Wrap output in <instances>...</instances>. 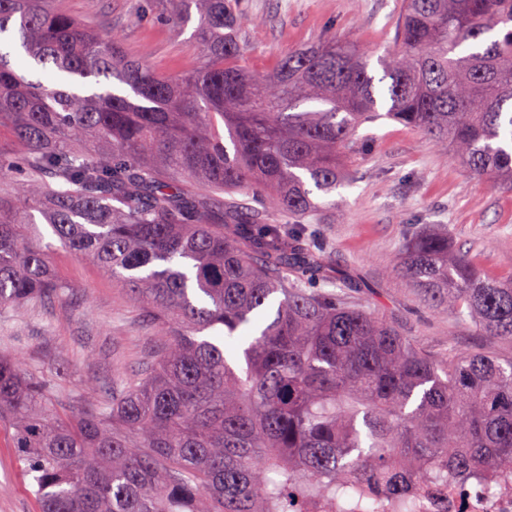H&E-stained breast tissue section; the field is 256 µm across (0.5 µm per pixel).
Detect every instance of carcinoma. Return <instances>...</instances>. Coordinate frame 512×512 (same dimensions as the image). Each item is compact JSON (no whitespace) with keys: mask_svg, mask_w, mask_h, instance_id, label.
Returning a JSON list of instances; mask_svg holds the SVG:
<instances>
[{"mask_svg":"<svg viewBox=\"0 0 512 512\" xmlns=\"http://www.w3.org/2000/svg\"><path fill=\"white\" fill-rule=\"evenodd\" d=\"M55 0H0V310L68 294L33 231L48 224L152 320L155 358L112 401L61 418L40 380L0 358V420L41 512H305L512 467V357L439 355L395 317L285 275L342 276L303 224L347 183L356 132L387 117L512 191V0H404L391 50L318 41L257 74L243 0H165L202 63L162 74ZM387 106L380 113L379 103ZM393 274L480 336L512 339V277L448 234L404 238Z\"/></svg>","mask_w":512,"mask_h":512,"instance_id":"obj_1","label":"carcinoma"}]
</instances>
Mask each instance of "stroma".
<instances>
[{
	"label": "stroma",
	"instance_id": "stroma-1",
	"mask_svg": "<svg viewBox=\"0 0 512 512\" xmlns=\"http://www.w3.org/2000/svg\"><path fill=\"white\" fill-rule=\"evenodd\" d=\"M244 62L255 72L284 51L337 39L384 51L391 44L401 0H245ZM66 11L116 30L126 52L146 54L161 73L197 66L191 29L177 31L159 0H64ZM361 151L352 156L349 183L336 206L310 217L315 245L333 267L348 273L354 295L383 315L396 314L411 336L434 353L455 347L512 355V340H490L454 318L399 292L388 272L408 228L442 224L449 239L492 277L512 276V191L474 178L420 132L381 119L362 126ZM37 233L51 243L49 261L69 286L66 298L27 304L0 315V355L47 387L56 414L68 415L109 398L151 352L141 311L98 268L58 245L49 225ZM0 512H40L0 422Z\"/></svg>",
	"mask_w": 512,
	"mask_h": 512
}]
</instances>
